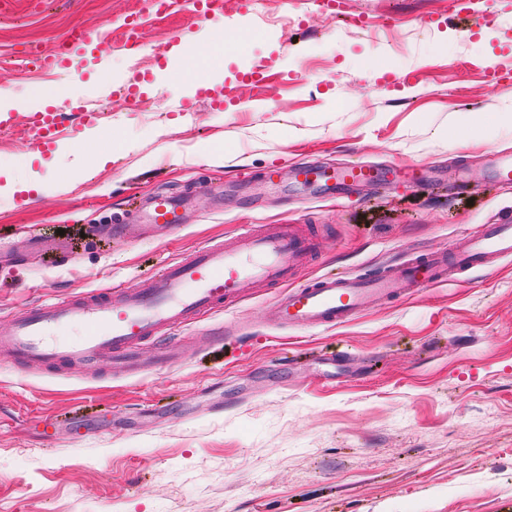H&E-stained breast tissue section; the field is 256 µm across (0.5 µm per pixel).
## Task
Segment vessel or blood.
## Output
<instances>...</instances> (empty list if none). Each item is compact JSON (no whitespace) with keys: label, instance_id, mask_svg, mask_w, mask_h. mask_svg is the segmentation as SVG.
Returning a JSON list of instances; mask_svg holds the SVG:
<instances>
[{"label":"vessel or blood","instance_id":"vessel-or-blood-1","mask_svg":"<svg viewBox=\"0 0 512 512\" xmlns=\"http://www.w3.org/2000/svg\"><path fill=\"white\" fill-rule=\"evenodd\" d=\"M171 8L172 0H145L143 11L127 15L122 25L126 46L141 48L144 17L159 18ZM448 12L466 15L478 27L491 22L489 8L478 6L477 0H448ZM105 38L104 30L75 25L57 43L53 57L56 63H66ZM18 127L32 144L43 147L68 135L61 114L49 107L0 114L1 133ZM291 175L300 186L323 188L339 198L380 182L422 190L443 179L455 186L467 182L470 169L459 164L424 173L414 166L332 168L299 163ZM181 207V198L155 196L148 208L151 225L180 229ZM317 254V236L309 228L241 224L231 236L186 251L159 272L144 276L139 287L130 289L116 281L65 299L32 303L19 311L11 332L0 336V353L21 370L38 362L55 373L103 365L116 373L138 367L140 350L149 343L155 348L154 366L170 368L178 358V330L273 288L278 294L270 310L277 325L311 329L344 325L366 312L429 288L465 281L474 271H490L498 262L512 259V217L478 225L445 249L408 252L373 272H328L306 279ZM73 327L80 331L79 340L59 341V334Z\"/></svg>","mask_w":512,"mask_h":512}]
</instances>
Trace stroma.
<instances>
[{
  "mask_svg": "<svg viewBox=\"0 0 512 512\" xmlns=\"http://www.w3.org/2000/svg\"><path fill=\"white\" fill-rule=\"evenodd\" d=\"M337 18L311 0H236L209 22L184 0L148 19L138 54L121 24L143 0H0V85L19 111L53 104L75 134L41 149L22 128L0 135V163L63 181L61 190L0 196V237L26 265L0 261V333L29 303L141 277L239 224H307L322 239L312 273L352 272L512 213V194L481 181L472 197L444 189L368 188L344 200L280 181L271 165L447 166L484 172L512 153V124L467 147L455 120L512 114V0L496 22L441 23L448 0H345ZM104 28L79 74L33 73L75 23ZM227 43L202 76L173 84V30ZM263 83L243 82L255 64ZM134 85L135 98L124 89ZM101 112L97 127L82 107ZM228 149L223 162L201 144ZM112 160L99 166L101 153ZM199 188L178 233L112 238L139 218L132 195ZM72 245L76 262L30 255L31 236ZM269 296L186 329V354L165 373L58 376L0 359V512H512V261L457 285L334 329L281 330ZM236 320L249 341L212 346L206 331ZM344 352L340 366L314 361ZM58 419L55 438L41 421Z\"/></svg>",
  "mask_w": 512,
  "mask_h": 512,
  "instance_id": "obj_1",
  "label": "stroma"
}]
</instances>
